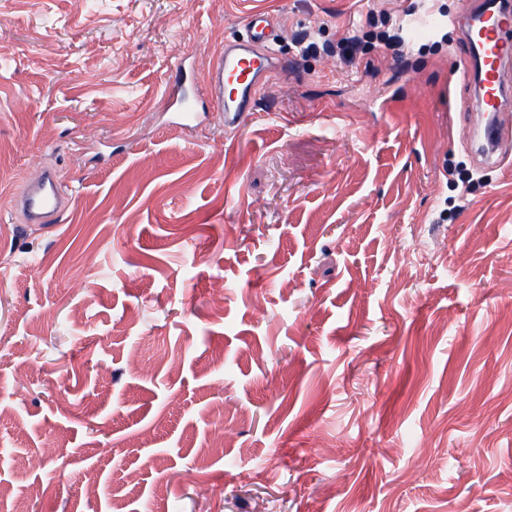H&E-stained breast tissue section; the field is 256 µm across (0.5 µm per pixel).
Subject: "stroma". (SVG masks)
Returning <instances> with one entry per match:
<instances>
[{
  "label": "stroma",
  "mask_w": 512,
  "mask_h": 512,
  "mask_svg": "<svg viewBox=\"0 0 512 512\" xmlns=\"http://www.w3.org/2000/svg\"><path fill=\"white\" fill-rule=\"evenodd\" d=\"M428 2L398 65L295 39L418 0H0L8 512H512V140L473 168L474 0ZM253 9L297 73L234 133L205 99L176 124L168 64L205 72ZM34 154L51 228L13 209ZM69 206L70 199L62 191L56 172L50 168H45L37 179L26 182L13 202L24 224H56Z\"/></svg>",
  "instance_id": "35a3bbf8"
}]
</instances>
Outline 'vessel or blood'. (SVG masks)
I'll use <instances>...</instances> for the list:
<instances>
[{
  "label": "vessel or blood",
  "mask_w": 512,
  "mask_h": 512,
  "mask_svg": "<svg viewBox=\"0 0 512 512\" xmlns=\"http://www.w3.org/2000/svg\"><path fill=\"white\" fill-rule=\"evenodd\" d=\"M241 40L225 42L213 55L207 70V87L219 111L224 114V126L236 129L253 110L268 73L269 60H277L278 72H286L288 60L277 59L275 47L281 38V24L264 11L247 13ZM487 62L481 72L482 91L475 101L478 121L468 126L466 138L477 163L500 166V146L506 128L508 110L503 73L512 64V10H498L481 37ZM186 69L178 63L170 71L166 99L172 111L184 119L197 112V99L186 90ZM13 206L27 224L58 223L70 206V199L60 187L54 170L44 169L40 176L26 182Z\"/></svg>",
  "instance_id": "vessel-or-blood-1"
}]
</instances>
